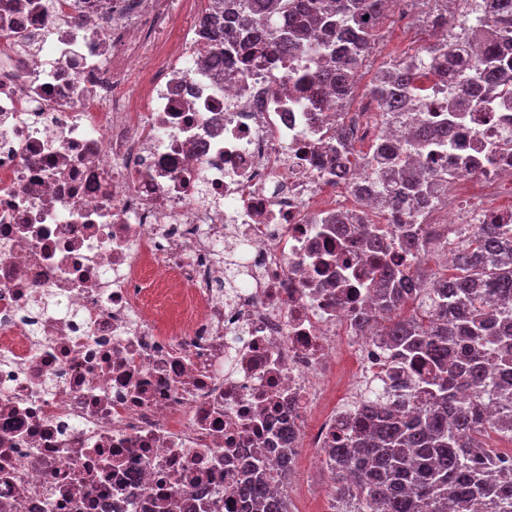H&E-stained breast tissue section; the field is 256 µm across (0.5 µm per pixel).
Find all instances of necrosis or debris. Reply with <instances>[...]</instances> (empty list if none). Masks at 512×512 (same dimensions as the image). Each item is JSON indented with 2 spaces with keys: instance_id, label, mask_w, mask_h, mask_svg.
<instances>
[{
  "instance_id": "1",
  "label": "necrosis or debris",
  "mask_w": 512,
  "mask_h": 512,
  "mask_svg": "<svg viewBox=\"0 0 512 512\" xmlns=\"http://www.w3.org/2000/svg\"><path fill=\"white\" fill-rule=\"evenodd\" d=\"M167 0H0V512H232L249 465L286 438L313 466L357 427L356 381L404 379L360 313L374 267L331 214L362 213L394 270L512 224V100L473 106L422 175L471 190L426 215L408 253L375 165L337 143H406L448 119L462 78L385 120L371 95L317 96L311 51L217 70ZM176 50L132 80L158 35Z\"/></svg>"
}]
</instances>
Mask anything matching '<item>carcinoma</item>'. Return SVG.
Here are the masks:
<instances>
[{
	"mask_svg": "<svg viewBox=\"0 0 512 512\" xmlns=\"http://www.w3.org/2000/svg\"><path fill=\"white\" fill-rule=\"evenodd\" d=\"M201 15L210 21L209 40L219 54L209 58L220 68L224 51L237 49L228 42L232 34L281 54L311 49L309 35L320 30L327 36L321 47L336 57V66L310 77L312 90L330 88L336 102L352 97L353 77L369 57L377 39V25L387 0H207ZM494 29L467 35L475 41L467 61L472 76L467 92L449 106L462 112L474 95L495 90L512 94V0H490ZM431 62L417 57L387 63L376 76L372 94L386 115L408 110L419 98L425 82L455 68L460 60L446 44L430 46ZM452 122L430 129L422 126L410 140L413 149L398 150L386 140L376 147V157L403 162L405 182L399 195L378 203L392 213L402 200H419L428 184L411 167L415 151L431 141L451 139ZM362 246L375 265L373 287L381 320L376 328L388 337L398 355L413 366L428 363L435 378L428 386V404L412 413L401 410L399 385L368 383L363 397L370 403L368 426L329 450V473L336 485L331 512H512V455L491 448L492 435L512 442V241L509 230L488 224L475 246L457 257L456 273L438 280L427 295L434 273L412 272L386 266L385 239L362 230ZM426 228L414 225L400 236L408 252L419 249ZM416 297V314L406 319L401 306ZM492 388L496 410L486 411L479 393ZM477 394L461 402L458 389ZM288 460L268 472L256 468L232 489L239 512H291L286 494L270 486H286L298 449L289 448Z\"/></svg>",
	"mask_w": 512,
	"mask_h": 512,
	"instance_id": "1",
	"label": "carcinoma"
}]
</instances>
